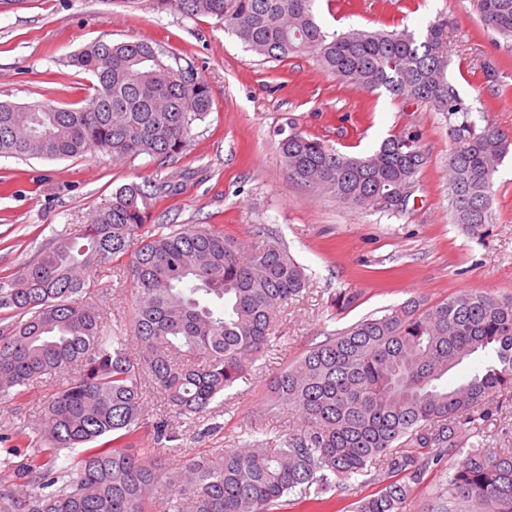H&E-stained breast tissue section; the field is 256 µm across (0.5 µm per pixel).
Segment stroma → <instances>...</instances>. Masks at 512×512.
Segmentation results:
<instances>
[{"instance_id": "stroma-1", "label": "stroma", "mask_w": 512, "mask_h": 512, "mask_svg": "<svg viewBox=\"0 0 512 512\" xmlns=\"http://www.w3.org/2000/svg\"><path fill=\"white\" fill-rule=\"evenodd\" d=\"M447 14L450 74L473 111L512 133V40L483 27L476 0H319L328 29L421 31ZM159 43L194 62L209 84L213 107L195 125L175 160L120 163L97 151L65 160L0 156V277L39 254L54 233L77 232L125 184L178 178L176 195L159 201L164 224L211 225L249 248L270 229L304 266L309 283L285 304L278 342L260 354L246 378L225 392L204 418L212 436L185 423L174 429L184 448H236L300 428L299 416L266 407L269 382L328 333L416 298L434 304L462 290L512 296V153L494 179L492 219L475 239L448 212V117L429 105L368 92L341 82L310 54L267 62L210 16L187 18L155 0H0V101H80L88 83L69 55L97 40ZM494 66L495 81L485 77ZM304 135L364 156L390 135L416 131L428 155L421 188L406 211L388 214L345 207L291 178L279 153L288 122ZM98 303L111 327L130 322L135 285L116 269L102 274ZM478 420L468 440L512 452V395ZM348 481L324 506L290 501L282 512H353L373 493Z\"/></svg>"}]
</instances>
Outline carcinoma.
Listing matches in <instances>:
<instances>
[{
  "label": "carcinoma",
  "mask_w": 512,
  "mask_h": 512,
  "mask_svg": "<svg viewBox=\"0 0 512 512\" xmlns=\"http://www.w3.org/2000/svg\"><path fill=\"white\" fill-rule=\"evenodd\" d=\"M316 0H158L185 17L224 21L268 61L310 53L342 81L448 114V208L474 237L488 223L498 166L512 136L481 125L450 78L448 17L418 34L330 31ZM486 28L512 38V0H477ZM68 63L93 79L79 107L0 101V156L165 163L212 110L194 63L160 45L98 40ZM288 174L351 209L401 213L428 162L419 135L394 134L372 154L348 156L295 126L280 141ZM172 181L123 185L78 234L54 235L35 261L0 278V400L47 391L44 423L12 428L0 459V512H273L295 494L323 495L363 476L378 484L356 512H401L431 467L467 446L430 512H512V455L466 444L470 424L512 388V296L462 291L430 306L409 300L330 334L271 383V408L297 413L295 432L249 448L186 453L172 418L200 422L272 344L276 313L308 281L277 237L260 248L206 226L154 224L132 247ZM123 262L136 284L133 333L109 329L103 309L77 301L104 293L91 271ZM493 359L466 381L448 372L478 352ZM172 418L150 424L178 463L132 452L149 391Z\"/></svg>",
  "instance_id": "carcinoma-1"
}]
</instances>
